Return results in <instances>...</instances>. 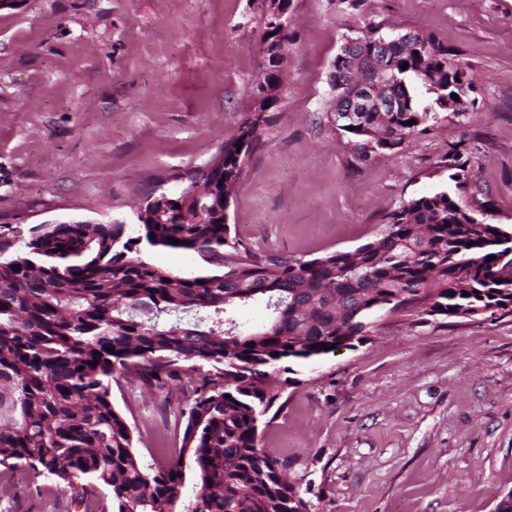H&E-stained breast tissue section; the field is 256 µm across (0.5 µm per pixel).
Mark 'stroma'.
Returning a JSON list of instances; mask_svg holds the SVG:
<instances>
[{
  "label": "stroma",
  "mask_w": 512,
  "mask_h": 512,
  "mask_svg": "<svg viewBox=\"0 0 512 512\" xmlns=\"http://www.w3.org/2000/svg\"><path fill=\"white\" fill-rule=\"evenodd\" d=\"M384 33L456 50L480 107L360 162L334 124L332 62L354 17L290 0L274 119L230 198L256 250L313 259L374 241L403 202L446 189L448 149L512 227V0H366ZM261 0H17L0 9V234L54 221L126 224L235 139L263 71ZM276 371L283 406L260 446L311 512H494L512 491V316L378 320L363 343ZM151 467L179 458L185 385L112 383ZM0 512H76L70 492L19 471Z\"/></svg>",
  "instance_id": "stroma-1"
}]
</instances>
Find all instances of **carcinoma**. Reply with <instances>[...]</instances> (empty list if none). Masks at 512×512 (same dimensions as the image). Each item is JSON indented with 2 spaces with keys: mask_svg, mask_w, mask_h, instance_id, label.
Segmentation results:
<instances>
[{
  "mask_svg": "<svg viewBox=\"0 0 512 512\" xmlns=\"http://www.w3.org/2000/svg\"><path fill=\"white\" fill-rule=\"evenodd\" d=\"M352 2L345 11L361 32L353 55L365 77L378 64L387 68L395 101L389 112L357 113L356 129H342L359 161L399 148L443 112L461 115L453 95L463 89L477 106L455 51L418 30L406 43L383 40L364 0ZM286 39L264 17L267 74L252 94L267 93L271 106L282 87L276 47ZM272 120L267 111L246 113L220 152L224 169L211 164L188 178L177 197L201 181L217 189L193 223H179L168 205L156 207L135 237H124V224H39L26 238L0 236V473L26 467L57 487L79 480L78 505L105 486L111 499L100 512H298L303 502L279 461L258 444L260 423L279 400L272 372L292 373V365L330 353L321 344L352 348L376 318L408 306L426 316L462 308L512 315V229L489 221L490 200L474 197L470 206L447 190L414 197L387 215L377 241L315 259L257 251L231 233L223 194ZM448 170L458 190L474 179L455 145ZM143 240L192 251L209 270L184 277L130 255ZM256 302L270 312L266 325L228 317ZM201 365L215 373L193 379V402L180 414V454L196 480L186 499L181 462L141 464L111 387L131 374L162 390Z\"/></svg>",
  "mask_w": 512,
  "mask_h": 512,
  "instance_id": "obj_1",
  "label": "carcinoma"
}]
</instances>
